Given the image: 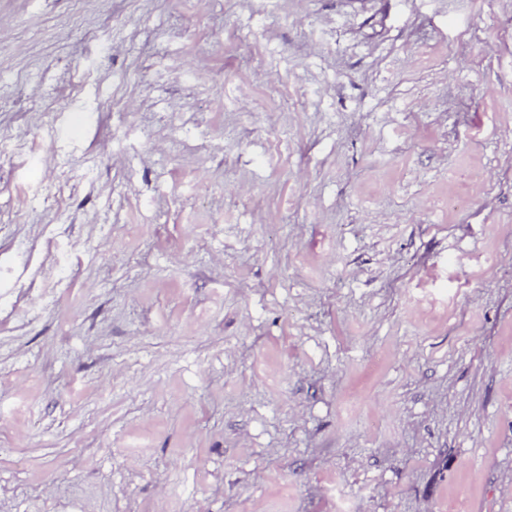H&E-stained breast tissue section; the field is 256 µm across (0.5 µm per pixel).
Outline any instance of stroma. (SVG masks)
<instances>
[{"mask_svg":"<svg viewBox=\"0 0 512 512\" xmlns=\"http://www.w3.org/2000/svg\"><path fill=\"white\" fill-rule=\"evenodd\" d=\"M0 512H512V0H0Z\"/></svg>","mask_w":512,"mask_h":512,"instance_id":"1","label":"stroma"}]
</instances>
